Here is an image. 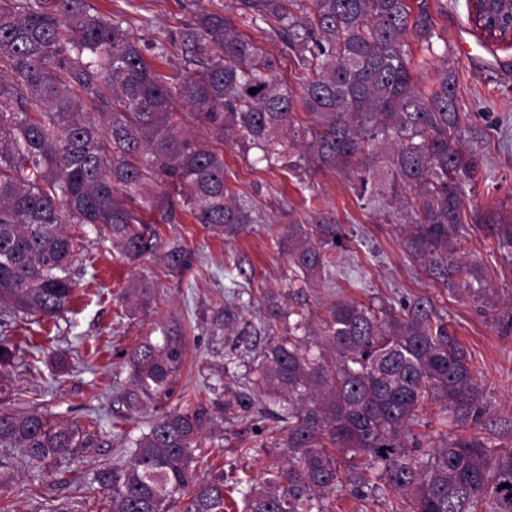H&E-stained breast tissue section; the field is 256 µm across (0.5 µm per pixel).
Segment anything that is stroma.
<instances>
[{"label":"stroma","mask_w":512,"mask_h":512,"mask_svg":"<svg viewBox=\"0 0 512 512\" xmlns=\"http://www.w3.org/2000/svg\"><path fill=\"white\" fill-rule=\"evenodd\" d=\"M92 9L121 14L148 60L169 81L188 75L181 34L197 14L220 10L224 0H88ZM436 38L432 50L411 48L423 90L436 88V55L447 52L456 74V96L466 112L463 146L476 154L484 176L467 193L466 213L486 206L512 208V45L482 36L469 18L467 0H430ZM229 187L249 201L255 223L232 236H218L193 217L163 227L181 241L190 263L181 272L160 259L128 260L85 231V271L63 317L34 321L24 316L0 328L17 345L12 367L0 374V400L23 406L32 392L66 424L87 425L100 416L91 447L70 460L49 464L41 481L15 471L0 488V512H38L49 497L65 512H106L105 499L86 492L97 466L125 459L118 433L137 438L149 420L173 408L194 410L223 400L225 386L240 387L271 337H286L287 320L274 309L320 314L332 300L352 299L399 312L416 299L429 300L433 314L468 351L475 374L484 379L486 412L476 431L491 449L512 450V257L500 248L489 225L474 224L466 244L481 266L482 291L448 289L406 245L405 212L391 199L359 198L353 174L316 168L291 171L258 161L236 137L219 145ZM292 224H337L347 235L331 281L292 283L285 233ZM154 290L150 307L130 294L141 281ZM239 313L225 328V311ZM177 336L185 359L173 377L170 396L148 399L128 380L126 354L140 343ZM268 400L250 417L227 422L206 419L201 446L220 447L225 468H241L251 479L279 463L275 444L281 424L263 420ZM394 493L357 497L342 490L327 496V512H395Z\"/></svg>","instance_id":"1"}]
</instances>
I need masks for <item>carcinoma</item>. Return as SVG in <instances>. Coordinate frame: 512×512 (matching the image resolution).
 Returning <instances> with one entry per match:
<instances>
[{
  "instance_id": "cac0c4a2",
  "label": "carcinoma",
  "mask_w": 512,
  "mask_h": 512,
  "mask_svg": "<svg viewBox=\"0 0 512 512\" xmlns=\"http://www.w3.org/2000/svg\"><path fill=\"white\" fill-rule=\"evenodd\" d=\"M233 2L238 18L204 12L183 33L195 69L173 89L121 15L94 13L86 0H0V310L58 318L69 309L83 253L71 224L127 258L158 254L179 271L187 250L160 224L189 214L222 236L256 221L226 184L224 154L188 121L218 140L232 132L269 165L360 170V197L407 209L409 246L436 277L452 286L450 276L467 273L480 283L478 268L458 255L463 199L480 161L462 147L455 73L443 52L438 88L426 95L410 52L412 40L433 50L429 0ZM238 21L280 39L306 73L300 92L283 84L277 59ZM178 96L193 108L187 118L175 110ZM474 220L494 225L499 244L512 249V211L492 208ZM345 238L338 224L288 225L294 275L307 283L327 274L329 252ZM316 331L329 355L294 336L274 339L255 377L215 405L234 420L260 395L285 403L274 417L288 423L286 460L259 483L208 460V476L197 477L203 412L173 410L128 440L127 461L98 467L86 490L107 496L108 512H170L188 488L187 512H228L236 495L245 512H324V495L346 485L356 495L389 489L408 512H512L511 450L490 449L477 432L424 448L414 432L430 400L460 428L485 413L468 352L433 321L429 302L396 315L336 299ZM16 354L0 338V370ZM183 360L179 339L142 343L128 356L131 385L166 395ZM89 427L97 419L67 426L37 397L25 409L0 406V486L19 467L44 475L90 444Z\"/></svg>"
}]
</instances>
